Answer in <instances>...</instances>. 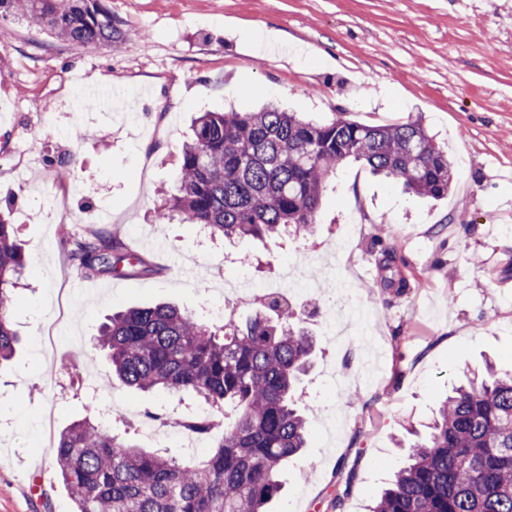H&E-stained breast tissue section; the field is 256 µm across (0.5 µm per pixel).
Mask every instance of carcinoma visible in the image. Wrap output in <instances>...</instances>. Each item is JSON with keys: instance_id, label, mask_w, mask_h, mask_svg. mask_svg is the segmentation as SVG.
Listing matches in <instances>:
<instances>
[{"instance_id": "1", "label": "carcinoma", "mask_w": 512, "mask_h": 512, "mask_svg": "<svg viewBox=\"0 0 512 512\" xmlns=\"http://www.w3.org/2000/svg\"><path fill=\"white\" fill-rule=\"evenodd\" d=\"M22 18L71 44H112L104 0H0V17ZM353 158L422 198L448 196L453 166L418 121L372 126L339 116L313 123L269 104L257 112H204L180 152L177 193L159 217L176 216L224 239L306 237L326 183ZM87 276L129 277L145 266L116 235L62 239ZM379 286L402 296L410 283L395 249L373 242ZM27 264L10 214L0 213V361L18 343L10 307ZM98 345L112 371L141 392L189 396L204 411L178 424L196 439L224 434L205 456L170 459L112 433L95 418L63 432L55 468L75 512H267L281 472L307 442L294 403L313 339L291 304L271 298L245 324L211 329L171 304L136 307L102 324ZM372 512H512V372L488 364L441 403Z\"/></svg>"}]
</instances>
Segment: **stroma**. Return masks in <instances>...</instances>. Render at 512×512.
<instances>
[{"instance_id":"35a3bbf8","label":"stroma","mask_w":512,"mask_h":512,"mask_svg":"<svg viewBox=\"0 0 512 512\" xmlns=\"http://www.w3.org/2000/svg\"><path fill=\"white\" fill-rule=\"evenodd\" d=\"M506 0H105L120 38L74 45L14 17L0 21V209L29 253L12 308L20 334L0 365V512H72L54 451L37 433L56 403L50 438L111 410L114 432L169 457L184 436L153 444L146 410L177 406L113 378L97 336L112 312L172 302L209 326L228 288L285 283L299 267L296 307L316 353L296 398L307 448L282 473L272 512H329L353 476L344 512H368L441 399L486 361L512 370V15ZM274 101L305 118L338 113L368 125L420 121L447 147V198L420 199L346 160L305 239L226 241L160 221L195 117L251 112ZM111 215L101 224L97 211ZM361 228L345 262L336 244ZM406 263L410 294L378 287L379 230ZM120 234L152 266L89 278L62 236ZM352 283L364 335L332 348L331 292ZM44 474L41 490L20 486Z\"/></svg>"}]
</instances>
